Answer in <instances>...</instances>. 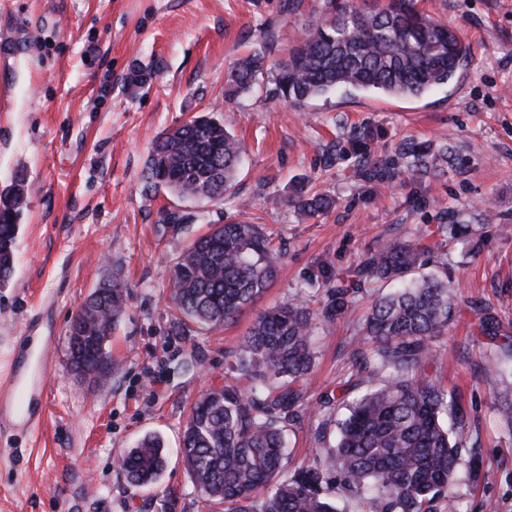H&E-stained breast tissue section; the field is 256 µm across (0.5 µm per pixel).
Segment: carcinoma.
Instances as JSON below:
<instances>
[{
  "instance_id": "cac0c4a2",
  "label": "carcinoma",
  "mask_w": 512,
  "mask_h": 512,
  "mask_svg": "<svg viewBox=\"0 0 512 512\" xmlns=\"http://www.w3.org/2000/svg\"><path fill=\"white\" fill-rule=\"evenodd\" d=\"M468 55L452 27L418 11L412 0H387L365 7L344 3L306 29L275 69L266 55L239 59L228 94L250 91L272 71L269 96L304 106L333 91L420 97L448 84ZM245 153L224 122L201 113L157 136L142 172L144 191L164 188L181 199L214 200L234 185ZM416 169L437 172L448 148L412 147L404 152ZM25 180L0 192V286L15 269L18 218ZM288 202L304 216L322 215L332 201L295 187ZM460 240L468 252L480 248L479 229L469 224L423 228L404 241L370 251L349 282L326 289L317 311L291 299L255 316L233 352L236 369L251 381L212 388L195 402L182 439V458L195 489L224 504V512H338L336 500L357 498L358 512H457L453 491L461 461L456 435L463 417L456 397L436 373L440 340L456 313L448 278L420 275L422 241ZM281 253L258 224H213L174 262L171 302L189 321L219 329L235 323L277 279ZM398 282L376 297L359 328L366 347L354 362L371 385L347 401L336 420L337 446L319 466L286 470L288 416L302 398L295 383L313 370L314 329L344 318L369 285ZM127 286L114 276L85 298L69 325V360L105 377L112 373L107 342L124 314ZM471 309L478 333L512 349V334L485 308ZM166 465L161 439L146 435L128 449L123 466L135 485L153 482Z\"/></svg>"
}]
</instances>
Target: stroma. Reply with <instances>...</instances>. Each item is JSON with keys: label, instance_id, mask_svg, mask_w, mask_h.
Masks as SVG:
<instances>
[{"label": "stroma", "instance_id": "35a3bbf8", "mask_svg": "<svg viewBox=\"0 0 512 512\" xmlns=\"http://www.w3.org/2000/svg\"><path fill=\"white\" fill-rule=\"evenodd\" d=\"M470 46L460 79L419 100L331 94L298 108L265 86L229 97L236 60H285L331 0H0V190L24 174L15 271L0 287V374L26 348L28 321L54 337L42 376L44 415L30 432L0 435V512H224L200 495L181 460L192 404L210 387L250 382L230 353L260 311L305 297L319 308L337 274L419 227L473 224L483 246L443 242L460 317L439 352L441 383L459 396L460 512H512V395L487 371L512 374V353L477 335L470 304L512 329V0H414ZM213 113L246 146L233 188L196 205L148 195L141 174L154 139ZM448 149L443 173L407 169V147ZM394 162L385 176L359 157ZM304 185L333 205L300 216L287 201ZM248 212L284 253L281 274L220 330L183 319L169 301V268L210 225ZM192 215L173 232L168 213ZM120 277L126 311L112 331V373L73 374L68 329L90 291ZM371 294L316 332V366L287 431L289 469L319 464L336 435L316 434L326 397L356 371L359 321ZM158 434L167 463L151 484L126 479L122 458Z\"/></svg>", "mask_w": 512, "mask_h": 512}]
</instances>
